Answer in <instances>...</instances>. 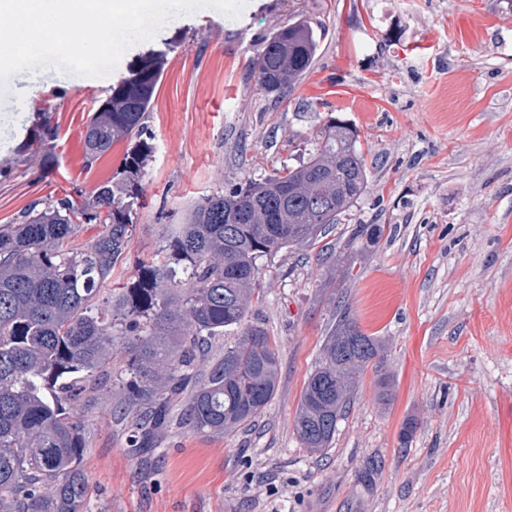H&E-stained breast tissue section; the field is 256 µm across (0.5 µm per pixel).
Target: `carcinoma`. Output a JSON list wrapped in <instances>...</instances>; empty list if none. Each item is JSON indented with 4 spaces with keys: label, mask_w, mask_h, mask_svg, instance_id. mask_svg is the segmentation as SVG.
Masks as SVG:
<instances>
[{
    "label": "carcinoma",
    "mask_w": 512,
    "mask_h": 512,
    "mask_svg": "<svg viewBox=\"0 0 512 512\" xmlns=\"http://www.w3.org/2000/svg\"><path fill=\"white\" fill-rule=\"evenodd\" d=\"M320 40L306 20L277 28L249 80L267 94H286L313 67ZM166 55L140 56L90 115L86 164L119 141L133 143L117 176L88 195L36 200L18 223L0 225V512H84V410L118 415L134 452L176 426L219 435L254 423L278 382L274 342L262 326L245 324L258 261L316 244L367 188V153L352 127L332 117L306 161L206 196L165 235L161 259L101 299L133 238L154 150L148 112ZM55 137L46 116L26 158L50 163ZM89 224L98 233L71 247ZM240 326L235 343L210 355L216 338ZM118 348L128 363L116 369ZM369 366L379 400H388L380 343L354 320L339 319L296 411L303 447L330 446L355 375Z\"/></svg>",
    "instance_id": "1"
}]
</instances>
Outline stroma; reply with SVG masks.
<instances>
[{"label":"stroma","instance_id":"stroma-1","mask_svg":"<svg viewBox=\"0 0 512 512\" xmlns=\"http://www.w3.org/2000/svg\"><path fill=\"white\" fill-rule=\"evenodd\" d=\"M297 19L325 32L312 70L287 98L259 92L250 63ZM167 43L156 150L112 287L134 282L165 225L204 196L305 160L331 117L356 128L373 167L314 248L259 263L247 321L275 342L279 375L257 421L220 436L176 428L135 455L121 424L85 411L87 512H512V0H248L235 17L172 18L103 78L19 72L0 94V225L116 175L130 144L86 165L87 115ZM47 108L58 133L45 168L21 155ZM375 224L370 246L359 231ZM344 314L380 342L394 399L378 401L365 369L315 454L295 413Z\"/></svg>","mask_w":512,"mask_h":512}]
</instances>
